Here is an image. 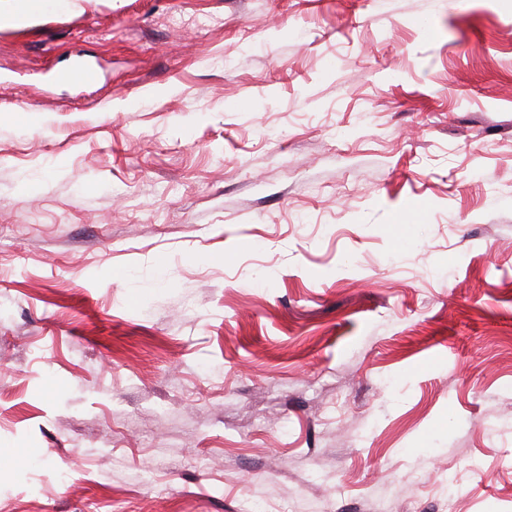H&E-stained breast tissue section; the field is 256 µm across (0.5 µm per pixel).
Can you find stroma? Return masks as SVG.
<instances>
[{
  "label": "stroma",
  "instance_id": "1",
  "mask_svg": "<svg viewBox=\"0 0 512 512\" xmlns=\"http://www.w3.org/2000/svg\"><path fill=\"white\" fill-rule=\"evenodd\" d=\"M12 6L0 512H512V0Z\"/></svg>",
  "mask_w": 512,
  "mask_h": 512
}]
</instances>
